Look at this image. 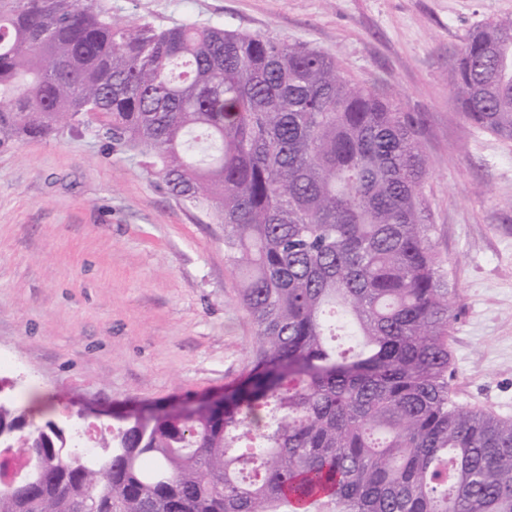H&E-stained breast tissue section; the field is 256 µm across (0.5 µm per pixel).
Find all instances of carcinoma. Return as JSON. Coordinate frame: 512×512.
Wrapping results in <instances>:
<instances>
[{
  "label": "carcinoma",
  "instance_id": "1",
  "mask_svg": "<svg viewBox=\"0 0 512 512\" xmlns=\"http://www.w3.org/2000/svg\"><path fill=\"white\" fill-rule=\"evenodd\" d=\"M454 100L512 140V16L460 49ZM82 129L224 225L255 326L220 400L72 428L0 400V512H512V419L454 399V289L393 95L336 58L191 13L112 20V0H0V147ZM360 342L336 352V313Z\"/></svg>",
  "mask_w": 512,
  "mask_h": 512
}]
</instances>
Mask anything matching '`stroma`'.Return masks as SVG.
<instances>
[{"label": "stroma", "instance_id": "35a3bbf8", "mask_svg": "<svg viewBox=\"0 0 512 512\" xmlns=\"http://www.w3.org/2000/svg\"><path fill=\"white\" fill-rule=\"evenodd\" d=\"M189 12L328 52L418 119L432 244L457 293L455 397L512 418V140L468 123L451 81L470 33L512 0H112L122 22ZM223 235L90 135L0 148V351L20 368L0 396L38 425L90 403L97 427L234 388L255 327Z\"/></svg>", "mask_w": 512, "mask_h": 512}]
</instances>
